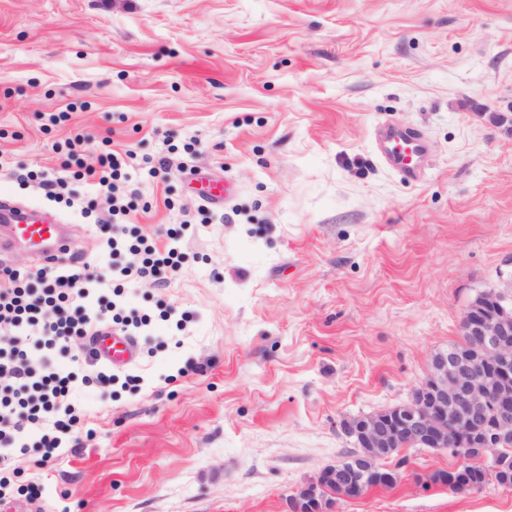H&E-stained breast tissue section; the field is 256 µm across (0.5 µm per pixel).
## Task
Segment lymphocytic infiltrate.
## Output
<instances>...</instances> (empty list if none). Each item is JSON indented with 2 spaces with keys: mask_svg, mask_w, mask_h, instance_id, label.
Instances as JSON below:
<instances>
[{
  "mask_svg": "<svg viewBox=\"0 0 512 512\" xmlns=\"http://www.w3.org/2000/svg\"><path fill=\"white\" fill-rule=\"evenodd\" d=\"M81 136L68 139L64 170L72 178H91L109 190L108 211L125 214L120 201L118 183L126 165L125 158L115 152L100 154L95 167H86ZM131 244L121 247L116 237H109L106 246L112 271L117 277L136 278L160 283L181 266V251L175 243L160 247L147 235L131 231ZM140 256L136 268L121 260L122 253ZM91 276L83 260L58 266H6L0 268V466L16 453H34V464L46 467L63 454V438L80 426L71 402L75 371L62 367V360L82 362L86 377L109 385L112 376L99 370L85 340L101 327L105 318L134 327L149 325V317L131 321L117 311L116 297L120 287H113L111 296L91 289ZM36 435L34 446L25 439Z\"/></svg>",
  "mask_w": 512,
  "mask_h": 512,
  "instance_id": "f902f5d3",
  "label": "lymphocytic infiltrate"
}]
</instances>
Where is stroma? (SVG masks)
I'll return each mask as SVG.
<instances>
[{
    "label": "stroma",
    "mask_w": 512,
    "mask_h": 512,
    "mask_svg": "<svg viewBox=\"0 0 512 512\" xmlns=\"http://www.w3.org/2000/svg\"><path fill=\"white\" fill-rule=\"evenodd\" d=\"M494 112L512 114V0H0V193L109 275L106 190L70 180V207L34 179L78 134L87 164L132 152L128 227L185 231L178 273L123 286L151 318L137 362L76 382L81 432L50 469L14 456L12 501L35 481L43 512H291L352 448L344 421L407 402L512 277ZM386 123L428 141L419 181L380 158ZM408 457L332 512H512V488L430 482L449 452Z\"/></svg>",
    "instance_id": "stroma-1"
}]
</instances>
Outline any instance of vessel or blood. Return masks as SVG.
I'll return each instance as SVG.
<instances>
[{
  "instance_id": "1",
  "label": "vessel or blood",
  "mask_w": 512,
  "mask_h": 512,
  "mask_svg": "<svg viewBox=\"0 0 512 512\" xmlns=\"http://www.w3.org/2000/svg\"><path fill=\"white\" fill-rule=\"evenodd\" d=\"M380 155L392 169L419 179L427 166L428 145L418 132L387 126L378 134ZM29 249L40 264L54 266L69 253L70 243L55 216L24 208L0 196V266L14 246ZM89 343L98 362L114 368L133 365L139 356L136 337L99 328Z\"/></svg>"
}]
</instances>
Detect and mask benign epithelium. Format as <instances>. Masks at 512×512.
I'll use <instances>...</instances> for the list:
<instances>
[{
    "mask_svg": "<svg viewBox=\"0 0 512 512\" xmlns=\"http://www.w3.org/2000/svg\"><path fill=\"white\" fill-rule=\"evenodd\" d=\"M460 329L477 339L474 353H447L430 359L427 378L412 391L409 402L344 423L357 448H448L481 451L484 468H503L502 446L512 442V297L495 288L467 307ZM378 474L393 482L399 474L375 456L359 458L353 470L324 468L293 494L296 512H324L328 479L336 495H363L360 476Z\"/></svg>",
    "mask_w": 512,
    "mask_h": 512,
    "instance_id": "obj_1",
    "label": "benign epithelium"
}]
</instances>
